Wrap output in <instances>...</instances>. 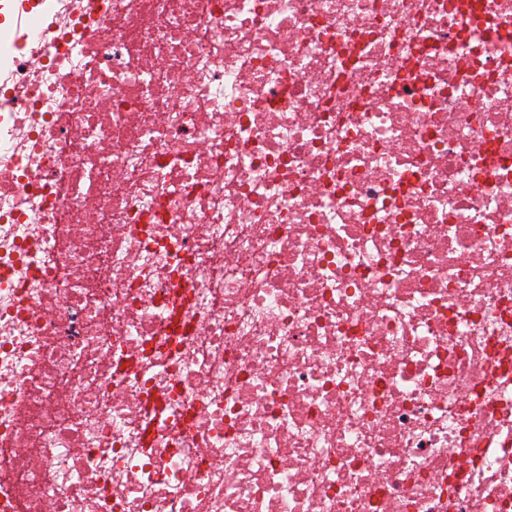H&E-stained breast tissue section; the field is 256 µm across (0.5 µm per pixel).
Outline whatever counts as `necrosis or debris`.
Returning a JSON list of instances; mask_svg holds the SVG:
<instances>
[{
	"mask_svg": "<svg viewBox=\"0 0 512 512\" xmlns=\"http://www.w3.org/2000/svg\"><path fill=\"white\" fill-rule=\"evenodd\" d=\"M0 512H512V0H0Z\"/></svg>",
	"mask_w": 512,
	"mask_h": 512,
	"instance_id": "obj_1",
	"label": "necrosis or debris"
}]
</instances>
